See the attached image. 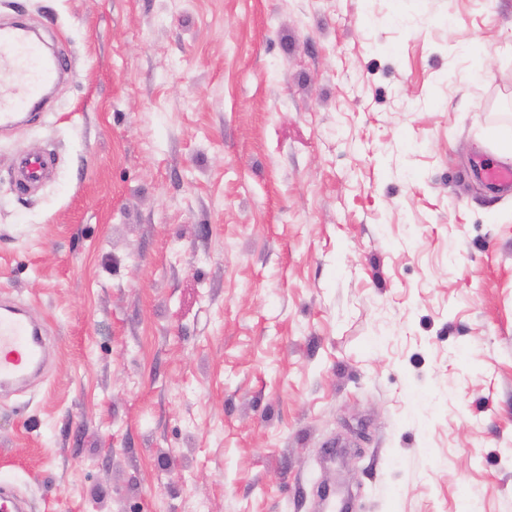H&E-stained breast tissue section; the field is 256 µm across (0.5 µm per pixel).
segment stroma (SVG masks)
<instances>
[{
	"mask_svg": "<svg viewBox=\"0 0 512 512\" xmlns=\"http://www.w3.org/2000/svg\"><path fill=\"white\" fill-rule=\"evenodd\" d=\"M67 63L0 133L31 512H512V0H0ZM52 178L16 190L17 159ZM479 174L486 184L493 188H505L512 186V167L510 166H481ZM43 361L42 331L16 307L0 308V384L10 385L38 371Z\"/></svg>",
	"mask_w": 512,
	"mask_h": 512,
	"instance_id": "obj_1",
	"label": "stroma"
}]
</instances>
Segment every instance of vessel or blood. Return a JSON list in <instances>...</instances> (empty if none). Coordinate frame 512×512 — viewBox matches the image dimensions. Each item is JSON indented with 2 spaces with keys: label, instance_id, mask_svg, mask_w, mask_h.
<instances>
[{
  "label": "vessel or blood",
  "instance_id": "obj_1",
  "mask_svg": "<svg viewBox=\"0 0 512 512\" xmlns=\"http://www.w3.org/2000/svg\"><path fill=\"white\" fill-rule=\"evenodd\" d=\"M59 57L45 51L21 25L0 27V128L35 109L62 74ZM479 174L494 188L512 186V167L485 165ZM43 361L42 331L16 307H0V384L10 385L38 371Z\"/></svg>",
  "mask_w": 512,
  "mask_h": 512
}]
</instances>
